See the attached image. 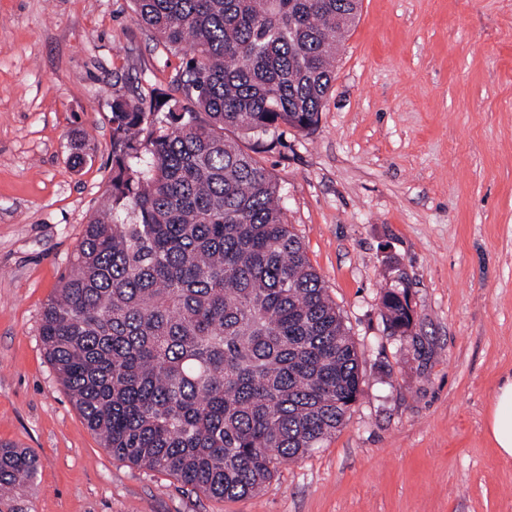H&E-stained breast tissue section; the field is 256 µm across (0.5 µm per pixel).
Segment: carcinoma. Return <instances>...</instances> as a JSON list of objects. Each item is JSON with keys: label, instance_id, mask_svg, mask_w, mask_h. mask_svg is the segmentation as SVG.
Wrapping results in <instances>:
<instances>
[{"label": "carcinoma", "instance_id": "obj_1", "mask_svg": "<svg viewBox=\"0 0 512 512\" xmlns=\"http://www.w3.org/2000/svg\"><path fill=\"white\" fill-rule=\"evenodd\" d=\"M184 98L112 90V180L47 303L40 336L112 454L233 499L349 419L363 381L259 154L314 129L359 0H132ZM390 329L406 297H382ZM35 460L0 448V495Z\"/></svg>", "mask_w": 512, "mask_h": 512}]
</instances>
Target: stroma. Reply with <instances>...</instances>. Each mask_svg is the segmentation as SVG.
<instances>
[{
	"label": "stroma",
	"mask_w": 512,
	"mask_h": 512,
	"mask_svg": "<svg viewBox=\"0 0 512 512\" xmlns=\"http://www.w3.org/2000/svg\"><path fill=\"white\" fill-rule=\"evenodd\" d=\"M186 62L131 0H0V445L22 512H512L487 432L512 376V0H362L311 132L261 161L354 339L362 391L260 494L206 496L112 454L39 336L112 178V85L176 94ZM413 310L392 333L395 271ZM384 316L394 333L405 336L412 327V314L405 296L395 291H386L382 297ZM35 473V460L26 451L0 448V495L10 493L31 481Z\"/></svg>",
	"instance_id": "obj_1"
}]
</instances>
